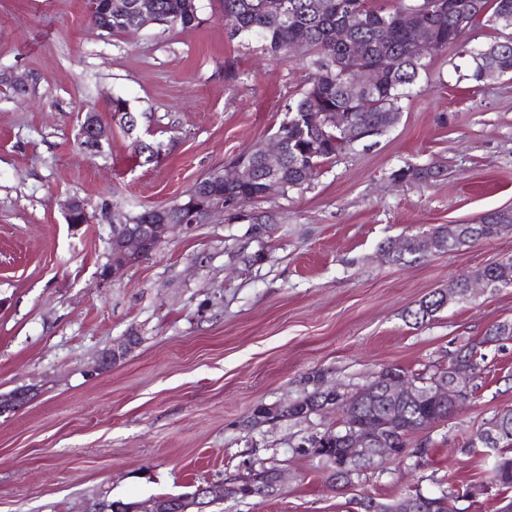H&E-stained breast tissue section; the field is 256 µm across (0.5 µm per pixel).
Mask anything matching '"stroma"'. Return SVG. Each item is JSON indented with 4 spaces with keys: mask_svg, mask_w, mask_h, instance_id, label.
Returning a JSON list of instances; mask_svg holds the SVG:
<instances>
[{
    "mask_svg": "<svg viewBox=\"0 0 512 512\" xmlns=\"http://www.w3.org/2000/svg\"><path fill=\"white\" fill-rule=\"evenodd\" d=\"M199 22L110 36L86 0H0V512H85L98 499L143 502L222 482L250 466L283 475L265 498L206 512H355L410 489L458 495L460 512H500L479 493L490 463L467 440L512 410V339L485 346L471 403L410 437L419 467L370 469L339 490L294 448L335 429L336 413L260 425L258 405L303 396L314 381L354 392L385 367L434 374L494 324L512 322V287L452 301L424 324L407 315L449 281L512 256V234L392 263L383 242L512 208V76L474 82L470 60L432 59L398 124L327 165L304 189L264 202L273 224L215 215L173 234L147 260L99 277L114 223L182 198L207 172L272 138L309 81L300 56L265 58L231 38L220 0ZM37 80L26 97L8 78ZM129 100L134 130L113 119ZM111 128L91 157L79 121ZM162 143L159 159L136 141ZM436 163L444 179L397 188L392 171ZM84 201L88 223L63 204ZM140 344L108 370L99 353Z\"/></svg>",
    "mask_w": 512,
    "mask_h": 512,
    "instance_id": "obj_1",
    "label": "stroma"
}]
</instances>
